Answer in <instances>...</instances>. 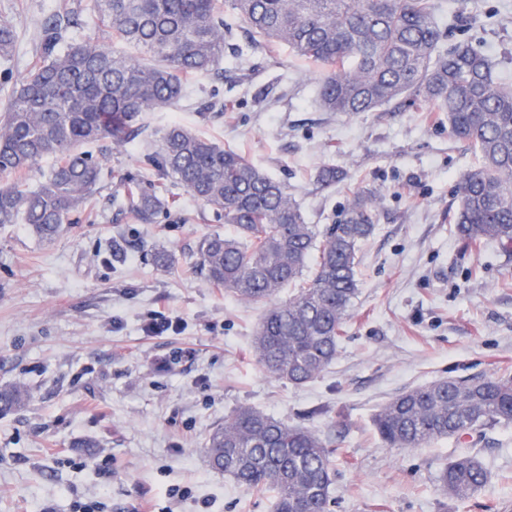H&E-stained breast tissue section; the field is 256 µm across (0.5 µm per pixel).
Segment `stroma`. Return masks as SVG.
Instances as JSON below:
<instances>
[{
    "label": "stroma",
    "instance_id": "stroma-1",
    "mask_svg": "<svg viewBox=\"0 0 512 512\" xmlns=\"http://www.w3.org/2000/svg\"><path fill=\"white\" fill-rule=\"evenodd\" d=\"M0 0L14 26L0 58V107L37 62L39 30L63 2ZM451 47L471 42L512 84V0H437ZM224 55V75H190L169 112H147L139 141L111 149L94 209L52 242L25 225L0 227V389L25 385L26 408L0 414V512H273L274 495L248 493L211 468L210 431L255 406L325 438L337 477L330 512H512V424L483 442L463 436L390 448L372 417L396 394L448 377L512 373V251L466 247L453 231L455 188L477 164L440 114L391 103L347 115L319 105L320 64L275 44ZM223 117L199 113L213 89ZM180 122L285 182L309 223L337 222L355 197L375 200L374 231L358 254L359 290L335 361L294 386L251 350L264 307L210 287L196 246L231 225L180 192L170 213L142 224L113 205L124 177L146 166L156 131ZM325 166L345 177L321 190ZM178 262L158 266L153 246ZM178 331L154 334V313ZM318 406L324 416L313 415ZM474 454L484 490L447 498L437 476Z\"/></svg>",
    "mask_w": 512,
    "mask_h": 512
}]
</instances>
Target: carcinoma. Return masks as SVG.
Returning <instances> with one entry per match:
<instances>
[{
	"instance_id": "1",
	"label": "carcinoma",
	"mask_w": 512,
	"mask_h": 512,
	"mask_svg": "<svg viewBox=\"0 0 512 512\" xmlns=\"http://www.w3.org/2000/svg\"><path fill=\"white\" fill-rule=\"evenodd\" d=\"M90 2L89 14L138 54L90 37L66 41L79 20L68 4L43 23L39 61L0 114V226L25 224L37 238L54 240L100 189L103 159L87 146L133 142L143 113L179 103L186 76L216 72L224 49L232 48L234 17L254 43L285 44L325 67L319 85L325 112H375L402 99L419 112L444 113L449 133L480 158L459 178L457 236L472 248L488 242L512 248V86L471 43L441 49L435 0ZM16 41L14 27L0 22V57ZM45 158L52 165L32 189L27 174ZM146 161L169 184L131 177L116 201L152 224L175 203L169 187H181L234 226L231 236L199 240L198 266L211 286L267 305L253 336L263 368L301 385L329 367L358 293V252L374 230L368 202L356 198L339 223L321 230L307 223L286 183L179 123L158 133ZM341 179L338 169L326 167L316 183L325 189ZM154 257L162 267L177 262L163 243L154 246ZM290 286L296 292L278 300ZM29 399L23 386L0 391V413ZM510 423L511 375L440 379L395 395L374 416L382 440L397 448ZM206 450L211 467L244 491L274 490V512H329L336 469L324 440L307 428L242 405L210 433ZM488 480L472 454L450 461L438 478L456 499L481 492Z\"/></svg>"
}]
</instances>
